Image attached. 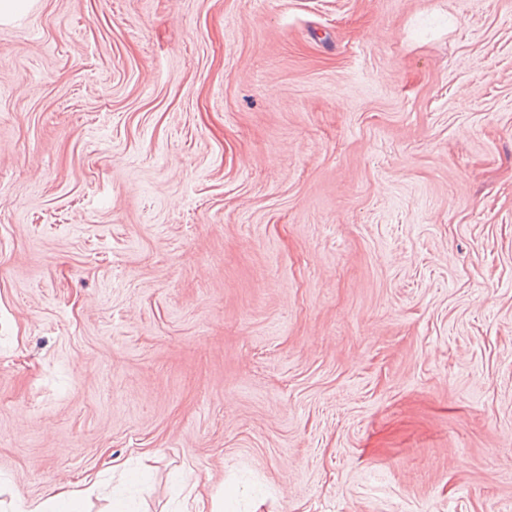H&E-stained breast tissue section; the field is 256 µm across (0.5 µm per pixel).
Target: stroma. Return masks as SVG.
Listing matches in <instances>:
<instances>
[{"label": "stroma", "instance_id": "stroma-1", "mask_svg": "<svg viewBox=\"0 0 512 512\" xmlns=\"http://www.w3.org/2000/svg\"><path fill=\"white\" fill-rule=\"evenodd\" d=\"M87 476L512 512V0L0 24V512Z\"/></svg>", "mask_w": 512, "mask_h": 512}]
</instances>
